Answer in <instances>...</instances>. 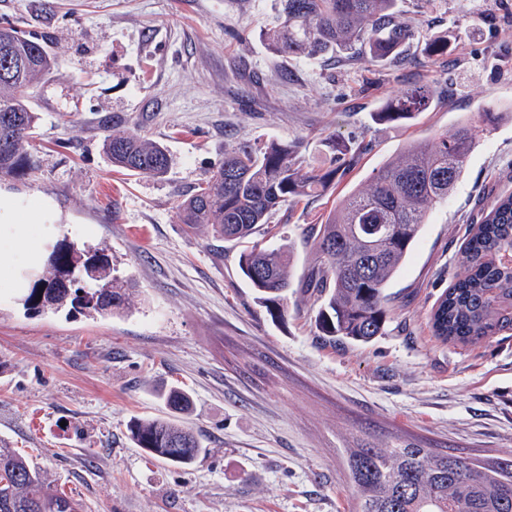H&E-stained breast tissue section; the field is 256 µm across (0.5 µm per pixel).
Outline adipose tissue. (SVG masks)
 <instances>
[{
	"label": "adipose tissue",
	"mask_w": 512,
	"mask_h": 512,
	"mask_svg": "<svg viewBox=\"0 0 512 512\" xmlns=\"http://www.w3.org/2000/svg\"><path fill=\"white\" fill-rule=\"evenodd\" d=\"M35 214L34 207L13 201H0V274L13 276L18 271L16 251H23L29 261H37L41 253L40 241L25 231Z\"/></svg>",
	"instance_id": "ef3b65f1"
}]
</instances>
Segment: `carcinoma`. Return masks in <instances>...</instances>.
<instances>
[{
  "instance_id": "carcinoma-1",
  "label": "carcinoma",
  "mask_w": 512,
  "mask_h": 512,
  "mask_svg": "<svg viewBox=\"0 0 512 512\" xmlns=\"http://www.w3.org/2000/svg\"><path fill=\"white\" fill-rule=\"evenodd\" d=\"M399 0H279L278 20L266 33L268 48L288 57L314 58L355 47L370 61L393 59L415 36L398 20ZM24 61L0 79V173L17 177L36 167L30 140L40 124L31 90L51 73L53 60L39 40L16 26L0 25L1 51ZM436 90L413 85L385 100L375 120L410 119L425 112ZM477 141L469 124L413 142L384 163L363 189L351 191L322 224H311L315 262L293 281L287 245L255 244L239 267L270 315L282 316L288 291L314 297L316 327L328 340L369 343L388 320L386 288L410 256L429 209L448 200ZM104 148L119 171L162 177L171 159L165 147L134 131L112 127ZM319 166L307 163L298 142L242 144L177 205L178 223L211 231L226 242L246 240L288 203L318 197L336 184L341 169L361 151L351 141L327 139ZM463 274L438 299L435 335L476 343L512 330V195L495 202L460 253ZM43 287L27 303L58 310L67 305L93 313H120L134 305V289L112 274L102 248L59 245L49 256ZM169 417H134L133 444L171 466L185 468L206 453L198 435L179 420L191 407L177 387L155 391ZM355 512H512V457L463 458L432 448L378 446L344 449ZM0 512H82L74 497L53 489L41 470L0 445Z\"/></svg>"
}]
</instances>
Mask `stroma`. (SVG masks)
Returning <instances> with one entry per match:
<instances>
[{"instance_id": "stroma-1", "label": "stroma", "mask_w": 512, "mask_h": 512, "mask_svg": "<svg viewBox=\"0 0 512 512\" xmlns=\"http://www.w3.org/2000/svg\"><path fill=\"white\" fill-rule=\"evenodd\" d=\"M276 0H0V21L42 36L57 65L32 99L38 170L0 174V198L43 207L46 247L107 246L138 291L122 315L34 310L0 280V439L85 512H353L343 451L408 443L463 457L512 455V331L445 342L430 314L459 271L471 226L512 194V0H401L417 39L399 63L285 58L267 47ZM444 35L448 53L424 55ZM447 88L390 124L379 105L406 87ZM502 113L493 131L481 115ZM479 127L461 180L430 212L368 344L319 336L309 296L274 320L239 269L241 245L186 234L181 194L238 144L302 142L317 165L328 137L364 149L325 196L282 208L264 244L293 248V279L315 255L305 229L366 187L415 141ZM162 143L161 178L117 172L103 127ZM192 398L186 424L208 452L186 469L135 448L131 418L162 413L154 387Z\"/></svg>"}]
</instances>
